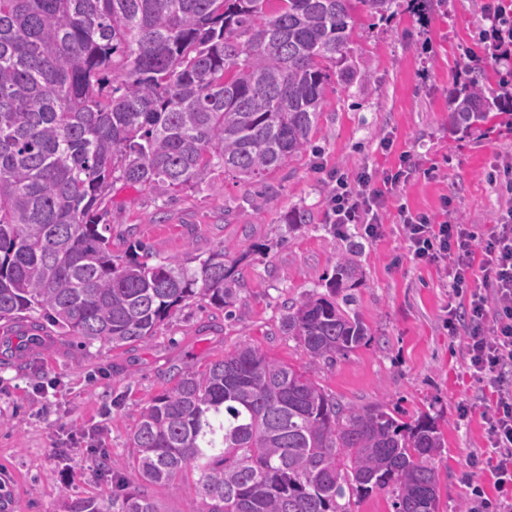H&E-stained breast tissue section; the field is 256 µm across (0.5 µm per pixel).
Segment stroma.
<instances>
[{
  "label": "stroma",
  "mask_w": 512,
  "mask_h": 512,
  "mask_svg": "<svg viewBox=\"0 0 512 512\" xmlns=\"http://www.w3.org/2000/svg\"><path fill=\"white\" fill-rule=\"evenodd\" d=\"M486 2L433 0L421 14L400 0L385 20L357 13L352 56L368 82L331 81L311 150L260 183L218 170L169 198L116 185L113 252L144 242L188 262L223 248L242 284L237 317L195 300L133 346L47 333L23 358L0 353V475L10 512H64L67 494L111 498L113 473L131 472L130 434L141 410L179 371L242 341L306 371L342 403L381 405L405 422L433 417L444 436L434 460L439 512H459L476 487L496 504L483 418L494 398L466 373L460 339L448 332L444 266L413 259L399 216L403 207L438 218L448 212L485 236L508 198L494 178L512 162V114L494 113L466 135L448 131L455 85L478 76L496 88L512 78V58H499L485 38ZM404 154L417 169L389 199L382 236L369 239L354 225L326 232L332 171L393 169ZM294 208L307 210L310 223L282 224ZM348 256L359 267L350 310L367 327V342L328 366L310 360L281 320L287 304L324 291ZM74 434L83 437L76 447Z\"/></svg>",
  "instance_id": "35a3bbf8"
}]
</instances>
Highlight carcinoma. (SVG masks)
Listing matches in <instances>:
<instances>
[{
    "mask_svg": "<svg viewBox=\"0 0 512 512\" xmlns=\"http://www.w3.org/2000/svg\"><path fill=\"white\" fill-rule=\"evenodd\" d=\"M399 0H0V321L47 323L114 347L148 340L182 304L226 310L238 260L224 248L195 270L152 248L112 254L118 183L159 197L220 168L259 182L306 152L332 78L351 60L361 9ZM504 97L476 78L448 99V132L466 133ZM336 265L329 294L286 308L282 329L330 365L366 343L336 300L356 278ZM432 418L342 404L317 381L246 342L143 408L131 470L151 486L191 475L185 512H350L339 500L391 490L395 512H438ZM67 512H160L119 482L109 500L62 494Z\"/></svg>",
    "mask_w": 512,
    "mask_h": 512,
    "instance_id": "obj_1",
    "label": "carcinoma"
}]
</instances>
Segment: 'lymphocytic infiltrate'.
I'll return each mask as SVG.
<instances>
[{"label":"lymphocytic infiltrate","instance_id":"1","mask_svg":"<svg viewBox=\"0 0 512 512\" xmlns=\"http://www.w3.org/2000/svg\"><path fill=\"white\" fill-rule=\"evenodd\" d=\"M414 170L410 161L376 174L336 178L331 199L334 221L361 225L370 238L382 231L389 194ZM402 227L415 260L443 263L457 305L448 308V328H463V364L495 396L486 418L487 464L500 494L498 512H512V206L502 210L493 232L479 239L474 225L436 223L424 213L402 211Z\"/></svg>","mask_w":512,"mask_h":512}]
</instances>
